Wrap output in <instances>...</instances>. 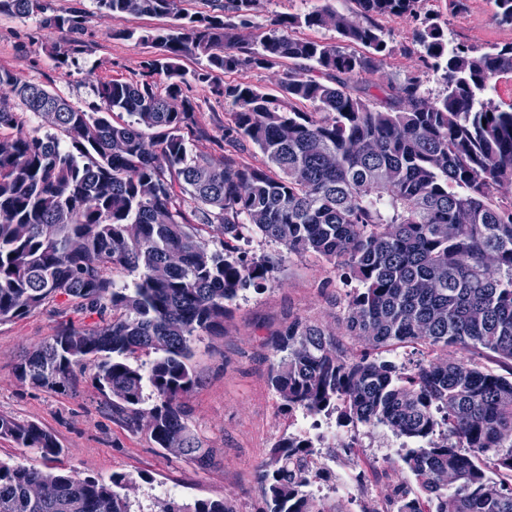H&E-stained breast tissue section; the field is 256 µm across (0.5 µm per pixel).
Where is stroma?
Here are the masks:
<instances>
[{
    "label": "stroma",
    "mask_w": 512,
    "mask_h": 512,
    "mask_svg": "<svg viewBox=\"0 0 512 512\" xmlns=\"http://www.w3.org/2000/svg\"><path fill=\"white\" fill-rule=\"evenodd\" d=\"M50 13L78 12L83 26L78 35L80 53L61 66L50 56V44L67 46L70 33L46 28L42 15L18 17L0 14V67L22 79L43 86L86 112L101 102L93 90L96 79H139L141 62L152 54L140 36L150 30L175 25L174 16L150 17L135 13L113 18L99 9L96 0H47ZM323 0H257L248 30L266 33L275 19L304 14ZM422 12L438 16L448 29V38L481 50L512 42V26L493 19L491 0H467L464 9H452L447 0H423ZM389 53L380 62L381 73L394 81L419 78L429 97L441 95L438 75L427 70L414 45V18L386 21ZM120 29L131 30L128 38L117 37ZM197 124L209 134L200 150L222 161L224 125L229 117L224 105L206 87L191 84L184 91ZM254 252L278 257L271 285L260 292L241 294L224 322L220 337L201 336L192 360L199 385L189 396L190 423L213 451L210 467L198 470L172 454L160 453L147 437L127 431L113 422L105 399L90 379L65 393L47 392L20 382L16 364L23 352L51 336L59 323L91 326L96 316L73 306L50 305L25 318L0 324V414L33 421L52 431L65 453L55 465L80 476L110 477L115 473L133 480L128 492L132 512H152L162 489L175 490L192 501L224 496L237 512H256L260 496L254 481L256 466L273 445L269 428L287 424L289 415L269 384L273 359L271 342L288 321L299 317L340 330L342 308L338 302L344 288L333 265L309 255L287 253L283 247L261 239ZM361 445L337 450V460L350 472L370 470L380 444L402 445L389 428L358 427Z\"/></svg>",
    "instance_id": "obj_1"
}]
</instances>
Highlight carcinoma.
Returning <instances> with one entry per match:
<instances>
[{"label": "carcinoma", "mask_w": 512, "mask_h": 512, "mask_svg": "<svg viewBox=\"0 0 512 512\" xmlns=\"http://www.w3.org/2000/svg\"><path fill=\"white\" fill-rule=\"evenodd\" d=\"M128 2L97 0L116 19ZM209 2L205 14L140 35L155 48L142 79L99 82L95 112L0 70V88L53 129L0 136V323L62 297L98 315L91 327L62 323L26 350L17 379L65 391L91 365L112 421L207 469L212 456L186 403L197 386L194 342L223 332L239 295L272 281L275 258L232 245L259 235L336 267L351 284L339 300L344 335L363 344L353 355L318 323H288L270 369L282 409L384 425L416 443L378 474L389 480L393 512H448L450 500L455 512H512V200L497 196L512 186V103L484 98L512 75V42L453 45L438 18L424 17L419 57L444 84L431 98L416 77L370 80L387 50L378 19L416 17L421 0H356L360 21L323 0L257 36L244 33L257 0ZM174 4L138 0L135 13L165 16ZM493 5V19L512 26V0ZM45 10L43 0H0V12L17 16ZM44 24L76 34L81 21L65 13ZM301 27L330 28L359 50L290 34ZM187 54L206 61L194 80L228 108L224 145L236 157L222 165L195 149L202 132L182 96ZM279 63L278 95L219 81ZM304 102L316 111L301 110ZM115 111L132 120L114 125ZM250 145L262 164L243 157ZM176 185L221 248L183 222ZM117 271L127 280L117 282ZM404 343L468 347L497 369L465 360L408 368L383 356ZM140 352L155 357L138 364ZM0 440L45 462L0 461V512H131L127 475L54 469L64 448L37 423L0 414ZM315 453L292 435L270 448L255 474L260 512H343L309 492ZM405 470L420 492L391 480ZM443 473L453 480L441 482ZM157 512L236 510L222 497H166Z\"/></svg>", "instance_id": "1"}]
</instances>
